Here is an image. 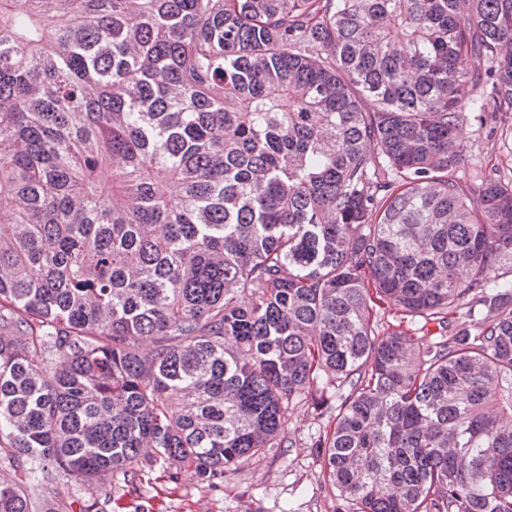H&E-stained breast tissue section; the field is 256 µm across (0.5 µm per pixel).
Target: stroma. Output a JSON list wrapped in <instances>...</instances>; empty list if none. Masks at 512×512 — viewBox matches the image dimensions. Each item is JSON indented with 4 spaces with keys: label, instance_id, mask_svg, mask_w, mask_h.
Returning a JSON list of instances; mask_svg holds the SVG:
<instances>
[{
    "label": "stroma",
    "instance_id": "stroma-1",
    "mask_svg": "<svg viewBox=\"0 0 512 512\" xmlns=\"http://www.w3.org/2000/svg\"><path fill=\"white\" fill-rule=\"evenodd\" d=\"M459 136L465 159L455 175L466 193H474L488 176L512 180V112L493 118L465 111ZM325 425L310 404L291 405L281 447L226 473L218 486L203 483L190 469L179 472L174 483L158 466L131 482L117 472L111 501L92 505V512H349L348 503L327 486L324 456L312 445ZM27 493L37 512H83L91 505L87 493L63 479L57 493L39 483L28 484Z\"/></svg>",
    "mask_w": 512,
    "mask_h": 512
}]
</instances>
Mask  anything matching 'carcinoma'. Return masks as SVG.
I'll return each mask as SVG.
<instances>
[{"label":"carcinoma","instance_id":"carcinoma-1","mask_svg":"<svg viewBox=\"0 0 512 512\" xmlns=\"http://www.w3.org/2000/svg\"><path fill=\"white\" fill-rule=\"evenodd\" d=\"M468 107L512 112V0H0V512L213 486L340 390L352 512H512V182L456 180ZM58 494H47L42 483H30L27 493L38 512H84L85 505L92 503L90 495L74 492L66 479L58 481Z\"/></svg>","mask_w":512,"mask_h":512}]
</instances>
